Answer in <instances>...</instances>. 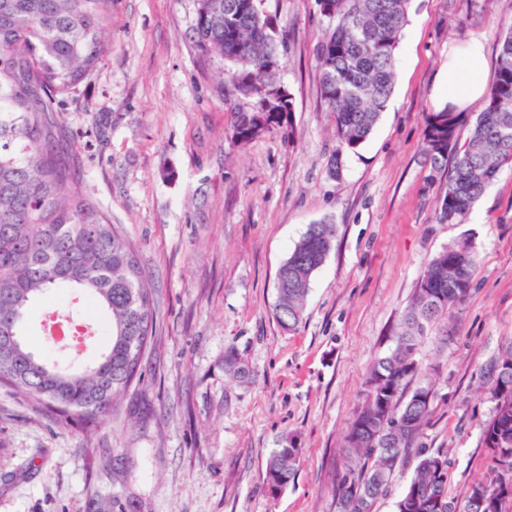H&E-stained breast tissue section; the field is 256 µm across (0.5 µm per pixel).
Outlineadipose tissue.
<instances>
[{
  "label": "adipose tissue",
  "mask_w": 512,
  "mask_h": 512,
  "mask_svg": "<svg viewBox=\"0 0 512 512\" xmlns=\"http://www.w3.org/2000/svg\"><path fill=\"white\" fill-rule=\"evenodd\" d=\"M484 64L485 48L480 40H469L461 48L451 50L448 68L441 80L446 90L444 104L460 111L480 101L486 92L478 78Z\"/></svg>",
  "instance_id": "adipose-tissue-1"
}]
</instances>
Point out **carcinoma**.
<instances>
[{"mask_svg":"<svg viewBox=\"0 0 512 512\" xmlns=\"http://www.w3.org/2000/svg\"><path fill=\"white\" fill-rule=\"evenodd\" d=\"M410 0H322L336 20L317 48L321 96L335 114L342 147L371 135L392 94L396 51ZM100 0H0V385L10 387L67 424L75 413L92 420L118 409L153 337V288L135 249L119 227L67 174L59 149L57 114L64 98L96 69L104 52ZM193 40L198 50L233 65L232 90L254 98L258 84L276 80L279 49L267 18L251 0H197ZM292 102L271 108L255 98L251 112L234 113V137L247 144L260 120L272 125ZM463 127L470 130L459 143ZM423 150L432 172L454 164L437 203L442 223L461 224L473 205L512 162V27L500 43L497 75L476 112L442 109L425 117ZM333 224H312L276 275L274 317L285 331L303 321L313 276L326 262ZM477 268L467 236L435 256L420 275L388 352L370 367L364 403L345 435L338 512H374L387 495L397 463L412 450L430 416L432 388L407 391L420 367L421 337L471 295ZM74 288L106 313L108 347L98 362L72 367L40 357L23 336L33 299ZM496 402L482 429L493 476L463 500L448 498V458L420 448L395 512H468L477 489L492 512L512 503V342L487 370ZM272 450L266 465L271 495L294 482L303 449Z\"/></svg>","mask_w":512,"mask_h":512,"instance_id":"carcinoma-1","label":"carcinoma"}]
</instances>
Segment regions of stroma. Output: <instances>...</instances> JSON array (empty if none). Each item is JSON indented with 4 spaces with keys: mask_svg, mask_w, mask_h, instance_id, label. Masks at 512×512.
<instances>
[{
    "mask_svg": "<svg viewBox=\"0 0 512 512\" xmlns=\"http://www.w3.org/2000/svg\"><path fill=\"white\" fill-rule=\"evenodd\" d=\"M197 0H104L106 49L58 119L67 168L137 250L155 335L119 409L61 427L0 386V512H336L343 438L372 363L429 261L470 236L475 285L420 339L413 386L433 390L417 441L448 456V495L489 477L484 374L512 341V163L465 223L443 224L445 175L423 154L424 116L454 46L484 42L492 82L512 0H411L394 88L373 133L342 148L317 47L335 22L316 0H263L281 44L288 118L247 145L229 62L191 38ZM336 226L305 319L281 330L275 275L308 225ZM235 358L241 375L224 365ZM304 454L269 495L284 437Z\"/></svg>",
    "mask_w": 512,
    "mask_h": 512,
    "instance_id": "35a3bbf8",
    "label": "stroma"
}]
</instances>
